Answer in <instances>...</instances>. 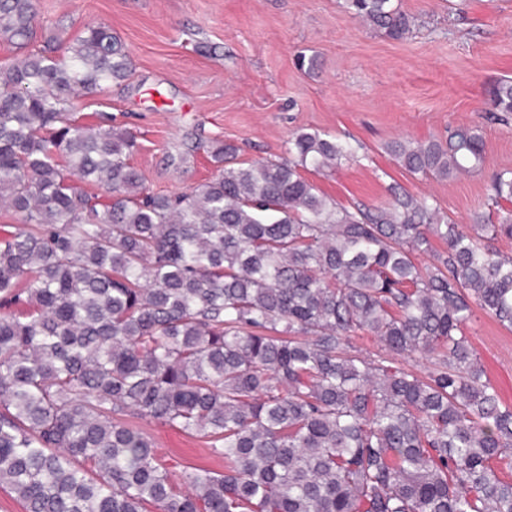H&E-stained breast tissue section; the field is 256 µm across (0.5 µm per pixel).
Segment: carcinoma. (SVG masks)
I'll return each mask as SVG.
<instances>
[{"mask_svg": "<svg viewBox=\"0 0 512 512\" xmlns=\"http://www.w3.org/2000/svg\"><path fill=\"white\" fill-rule=\"evenodd\" d=\"M392 40L412 17L348 0ZM34 0H0V488L24 512H512V406L464 332L474 310L512 329V170L462 226L425 197L349 209L302 171L354 158L318 130L286 160L236 162L150 192L136 137L74 98L125 80L103 24L38 50ZM512 113V81L487 102ZM405 170L481 167L477 125L387 146ZM444 244L434 262L417 256ZM383 353L360 356L352 337ZM431 358L424 377L397 355ZM205 440L224 471L176 470L125 418Z\"/></svg>", "mask_w": 512, "mask_h": 512, "instance_id": "cac0c4a2", "label": "carcinoma"}]
</instances>
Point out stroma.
I'll list each match as a JSON object with an SVG mask.
<instances>
[{
  "label": "stroma",
  "mask_w": 512,
  "mask_h": 512,
  "mask_svg": "<svg viewBox=\"0 0 512 512\" xmlns=\"http://www.w3.org/2000/svg\"><path fill=\"white\" fill-rule=\"evenodd\" d=\"M397 2L416 19L401 41L362 25L345 0H38L35 26L69 41L102 23L125 45L129 80L75 99L72 112L89 124L109 116L135 134L134 163L150 191L175 195L210 178V139L238 146L248 164L287 158L291 134L315 129L357 153L336 169L306 171L327 197L380 207L396 184L467 224L484 209L493 173L512 169V120L486 110L492 88L512 78V0ZM302 55L318 58L317 73L299 68ZM459 124L481 129L480 171L425 179L386 150ZM465 333L512 405V331L478 310ZM139 426L172 463L223 470L202 440L158 422Z\"/></svg>",
  "instance_id": "35a3bbf8"
}]
</instances>
